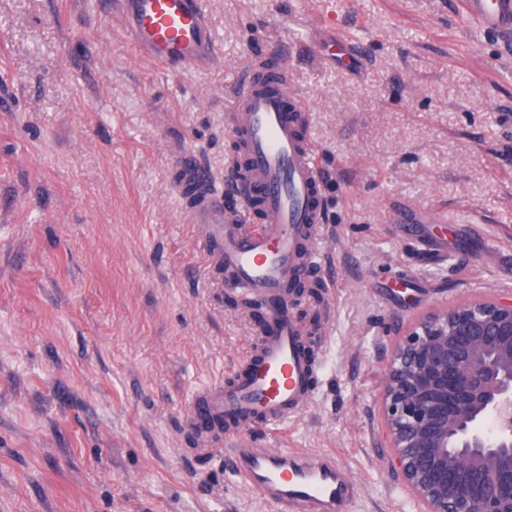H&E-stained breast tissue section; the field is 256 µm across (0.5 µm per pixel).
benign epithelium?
Returning a JSON list of instances; mask_svg holds the SVG:
<instances>
[{
    "label": "benign epithelium",
    "mask_w": 512,
    "mask_h": 512,
    "mask_svg": "<svg viewBox=\"0 0 512 512\" xmlns=\"http://www.w3.org/2000/svg\"><path fill=\"white\" fill-rule=\"evenodd\" d=\"M381 408L393 470L422 512H512V297L413 322Z\"/></svg>",
    "instance_id": "obj_1"
}]
</instances>
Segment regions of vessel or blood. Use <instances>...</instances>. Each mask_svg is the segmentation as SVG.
Here are the masks:
<instances>
[{
	"label": "vessel or blood",
	"instance_id": "b4317fda",
	"mask_svg": "<svg viewBox=\"0 0 512 512\" xmlns=\"http://www.w3.org/2000/svg\"><path fill=\"white\" fill-rule=\"evenodd\" d=\"M116 6L146 61L182 69L212 60L214 40L199 0H116ZM460 9L471 26L512 51V0H460ZM263 63L264 77L240 76L231 124L242 155L240 199L247 208L260 205L263 223L225 214L202 170L192 169L190 178L195 223L217 244L230 285L265 304L275 329L259 336L242 373L195 397L189 419L226 424V431L203 439L197 454L224 445L232 476L278 512H347L355 490L348 470L330 455L276 449L268 432L314 393L312 363L284 288L305 265L319 264L326 218L323 167L299 131L305 106L287 94L282 56L270 53Z\"/></svg>",
	"mask_w": 512,
	"mask_h": 512
}]
</instances>
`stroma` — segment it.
I'll return each mask as SVG.
<instances>
[{
  "label": "stroma",
  "mask_w": 512,
  "mask_h": 512,
  "mask_svg": "<svg viewBox=\"0 0 512 512\" xmlns=\"http://www.w3.org/2000/svg\"><path fill=\"white\" fill-rule=\"evenodd\" d=\"M204 68L141 59L112 0H0V512H273L199 456L195 393L270 318L177 182L223 190L238 77L279 48L326 171V266L295 310L320 363L284 444L336 454L349 512H419L379 412L419 315L512 293V54L458 0H200ZM399 204L453 224H392Z\"/></svg>",
  "instance_id": "stroma-1"
}]
</instances>
